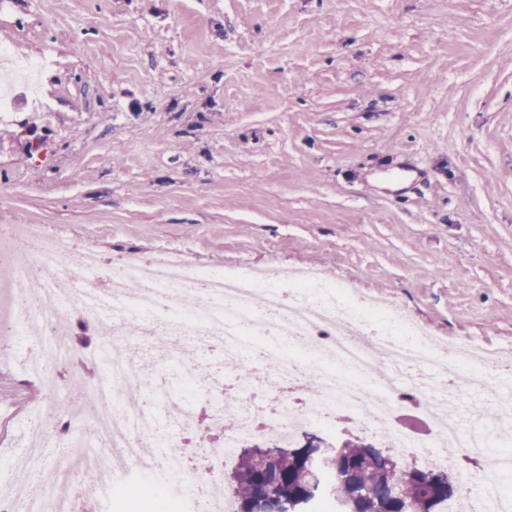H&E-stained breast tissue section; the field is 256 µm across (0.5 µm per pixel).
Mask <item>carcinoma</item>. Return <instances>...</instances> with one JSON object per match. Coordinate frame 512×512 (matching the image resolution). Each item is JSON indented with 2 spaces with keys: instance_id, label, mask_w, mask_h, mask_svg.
<instances>
[{
  "instance_id": "1",
  "label": "carcinoma",
  "mask_w": 512,
  "mask_h": 512,
  "mask_svg": "<svg viewBox=\"0 0 512 512\" xmlns=\"http://www.w3.org/2000/svg\"><path fill=\"white\" fill-rule=\"evenodd\" d=\"M310 452L302 444L293 448L254 445L241 452L229 485L235 512H267L263 497L272 481L277 482L276 512H305L319 497L341 512H442L453 496L448 473L401 463L392 449L351 438L336 453L324 456L321 470L328 477L310 485L301 479ZM258 455L273 460L274 474L257 468Z\"/></svg>"
}]
</instances>
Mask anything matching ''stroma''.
<instances>
[{"label":"stroma","instance_id":"1","mask_svg":"<svg viewBox=\"0 0 512 512\" xmlns=\"http://www.w3.org/2000/svg\"><path fill=\"white\" fill-rule=\"evenodd\" d=\"M0 225L315 265L512 356V0H0ZM34 379L0 365V482Z\"/></svg>","mask_w":512,"mask_h":512}]
</instances>
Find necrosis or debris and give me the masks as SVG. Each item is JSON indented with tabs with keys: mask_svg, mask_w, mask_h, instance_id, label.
<instances>
[{
	"mask_svg": "<svg viewBox=\"0 0 512 512\" xmlns=\"http://www.w3.org/2000/svg\"><path fill=\"white\" fill-rule=\"evenodd\" d=\"M24 239L25 246L0 247V259L9 260L17 282L9 290L11 323L36 338L25 372L44 393L55 391L53 368L72 356L60 323L74 308L85 319L111 325L116 342L111 361H104L107 353L100 348L85 354L104 364L103 384L83 398L94 410L99 452H83L81 433L30 432L26 453L13 459L16 469H26L45 447L77 448L81 454L54 471L52 495L20 494L1 484L0 512H74L75 501L66 492L74 478H83L85 492L92 493L112 483L117 472L160 466L170 470L181 494L145 483L130 498L115 501V512H234L220 465H210L208 483L190 482L192 467L171 431L195 435L200 448L211 433L223 432L229 459L254 436L288 447L310 425L332 427L342 418L379 446L430 470L449 469L454 452L467 449L481 464L479 474L459 475L468 512H512V485L501 479L512 470V367L501 353L435 338L402 308L350 284H331L313 266L264 265L241 274L204 268L181 252L162 250L145 262L127 258L113 268L106 287L91 283L76 296L64 271L71 264L101 269L99 249L80 246L70 264L59 240L38 232ZM40 291L52 307L32 308ZM155 335L169 337L176 351L184 337H192L197 348L219 349L221 367L235 370L233 383L210 382L207 419L164 392L158 395L165 409L161 417L142 399H118L119 387L150 385L153 370L167 365V355L154 354L148 364L137 354L138 342ZM472 394L499 405L498 415L475 429L464 426L458 413L460 399ZM409 395L422 407L429 424L425 433H410L397 423ZM147 438L164 448V463L143 457Z\"/></svg>",
	"mask_w": 512,
	"mask_h": 512,
	"instance_id": "obj_1",
	"label": "necrosis or debris"
}]
</instances>
